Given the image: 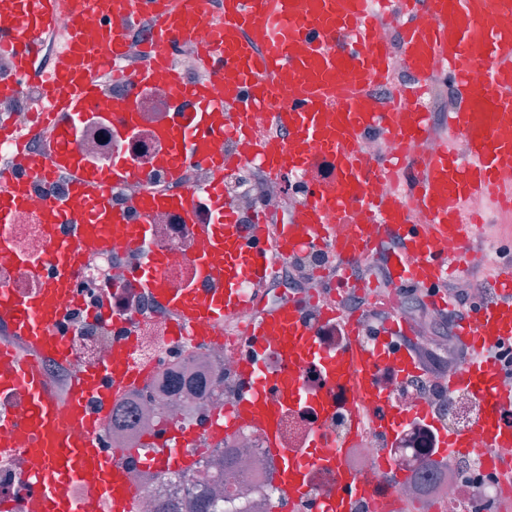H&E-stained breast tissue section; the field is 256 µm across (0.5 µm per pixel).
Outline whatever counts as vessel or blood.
Instances as JSON below:
<instances>
[{"mask_svg": "<svg viewBox=\"0 0 512 512\" xmlns=\"http://www.w3.org/2000/svg\"><path fill=\"white\" fill-rule=\"evenodd\" d=\"M10 19L0 23V50L11 53L21 74L38 76L44 37L60 14L69 19V38L54 54L46 81L51 92L44 117L50 127L49 154L23 158L19 169L0 186V223H11L22 212L37 213L44 226L49 260L60 276L43 288L22 294L0 285V326L20 344V351H0V392H21L23 415L0 414V427L24 439L46 462L37 476L26 479L18 499H0V512H78L81 501H98L107 512H138L139 494L127 480L122 452L101 446L109 407L114 399L142 383L146 372L132 358L136 340L122 337L115 358L102 361L72 377L65 399H57L42 363L67 361V346L54 330L60 297L83 269L86 242L99 247L120 246L145 253L150 224L160 211H177L193 219L191 193L137 198L118 206L107 192L115 182L140 178L124 158L102 168L86 166L72 144L73 129L98 106L97 77L127 46L129 19L153 22L151 58L128 83L127 93L113 108L108 123L120 132L138 126L140 113L131 103L137 90L165 78L176 96L194 103L178 112L159 133L177 157L199 155L212 168L232 167L260 157L268 172H304V203L282 225L276 244H269L266 226L242 232L236 224L203 225L202 245L192 259L197 289L172 292L161 285L160 271L168 256L145 253L129 284L151 293L174 313L168 334L217 335L225 319L250 310L240 291L242 282L264 286L269 275L268 249L285 257L298 256L308 245L325 243L336 264V278L349 280L350 270L369 261L383 238L397 247L385 255L393 289L417 286L439 310L449 306L440 289L449 274L468 267L466 248L477 222L470 204L512 203V0H394L403 18L401 58L418 82L432 71H444L457 87L461 103L449 113L445 135L432 138V116L405 90L394 108L369 95L368 85L384 83L392 52L380 34L377 0H224V23L204 45L200 61L204 81L183 83L170 54L200 29L205 0H4ZM106 14L101 27L88 23L91 14ZM238 113V126L226 130L217 122L224 109ZM267 115L287 128L284 140L265 139L254 119ZM241 141L238 153L224 155L225 135ZM378 134L404 144L400 164L405 195L383 188L382 164L365 158L360 143ZM430 150H423V143ZM63 169L71 178L58 200H41L38 188L47 173ZM0 265L30 277L42 269L12 247L0 233ZM319 319L337 322L347 337L336 352L323 350L305 306L291 302L262 312L248 334L253 347L278 337L282 372L267 380L251 361L239 372L247 382L242 398L215 436L250 423L265 438L269 455L279 461V506L310 505L312 512H353L361 500H376L369 481L342 468L346 441L317 458L287 453L279 432L280 411L307 402L322 415L335 409L330 388H347L353 399L351 435H358L366 410L387 437L416 417L425 406H394L371 396L375 371L390 365L398 375L418 372L414 352L392 347L393 360L383 358L384 345L411 328L403 319L388 323L374 347L359 341L363 320L355 313L330 307ZM454 333L469 350L467 363L448 375V387L469 393L482 413L470 432H440L442 447L464 455L479 454L492 468L500 467L503 449L512 448V379L505 378L497 358L501 344L512 341V265L500 267L489 298L455 323ZM316 360L326 389L304 392L299 370ZM15 439V441H16ZM196 439L193 429L171 427L152 437L155 448L146 465L159 470L191 472L188 453ZM15 441L0 442V459L16 453ZM335 465L338 481L331 500L315 499L308 473L313 466ZM93 470L95 479L82 475ZM81 483L82 497H70L65 487Z\"/></svg>", "mask_w": 512, "mask_h": 512, "instance_id": "b4317fda", "label": "vessel or blood"}]
</instances>
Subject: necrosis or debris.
<instances>
[{"label":"necrosis or debris","mask_w":512,"mask_h":512,"mask_svg":"<svg viewBox=\"0 0 512 512\" xmlns=\"http://www.w3.org/2000/svg\"><path fill=\"white\" fill-rule=\"evenodd\" d=\"M222 9V0H207L203 27L196 37L183 41L174 50L172 64L186 82L194 83L204 77L198 65L202 45L212 32V16ZM151 31L150 21L132 20L127 50L113 60L101 84L102 106H111L125 94L128 76L147 59ZM0 77L12 78L16 85L12 96L0 97V119L21 129L29 128L44 110L45 87L15 75L10 56L3 52H0ZM138 98L141 135L119 142L112 139L109 127L96 126L74 142L77 151L90 164L108 165L114 156L120 155L149 171L150 176L145 181L113 185L112 200L117 204L127 203L164 182L155 165L165 147L157 139L155 129L167 122L172 113L185 108L161 79L140 88ZM218 179L224 182V202L230 209L233 223L244 226L259 220L274 228L287 223L290 213L304 198L302 173L273 176L255 158L222 175L193 163L183 170L178 181L167 185L172 191H194L196 204L202 207L208 205L207 190ZM214 221L209 213L197 215L192 221L176 211L154 215L152 247L171 256L160 272L164 287L174 290L194 287L191 259L201 245L200 229L202 224ZM0 230L9 237L16 251L37 260L44 258V227L31 214L17 215ZM302 259L309 275L306 285L297 288L289 281L291 259L275 258L262 302L276 306L303 298L313 311L336 305L349 308L350 292L339 293L324 285L325 277L334 266L325 247L307 248ZM133 263V256L119 247L94 249L74 284L83 305L105 303L110 295L123 292ZM112 314L111 323L96 324L72 319L65 311L57 327L69 348V373H79L112 357L115 342L126 334L137 339L134 361L150 369L146 385L131 388L120 398L121 403L144 409L146 420L120 428L108 424L103 447L118 451L143 448L149 435L159 433L167 425L189 426L199 433L198 441L190 450L194 458L192 472L157 474L135 463L128 465L127 479L140 493L139 512H155L156 507L196 498L208 485L224 490L223 497L213 502V512H266L278 499L277 465L266 453L262 434L245 424L219 440L209 434L214 419L231 410L246 388L238 367L240 358L251 353L242 336L254 319V312L226 321L219 335L199 339L170 338L167 329L171 316L159 311L152 298L140 304L132 301L113 308ZM380 383L398 404L440 407L442 426L451 432L465 431L479 410L465 393L449 392L447 378L443 375L384 377ZM335 401L338 413L329 421L315 415L313 408L303 402L284 409L280 418L283 446L295 453L308 449L317 435L341 436L347 424L351 397L346 389L340 388ZM433 448L432 433L422 428L409 427L399 447L368 428L346 449L342 465L369 479L379 496H394L404 512H413L420 497L417 486L393 484L391 474L380 466L379 460L389 456L401 467L411 469L430 458ZM43 467L42 457L30 451H20L8 461H0V496L20 495L24 477L40 472ZM505 482L504 474L487 468L479 456H455L444 468L441 478L430 487L428 497L434 501L438 512H512Z\"/></svg>","instance_id":"obj_1"}]
</instances>
